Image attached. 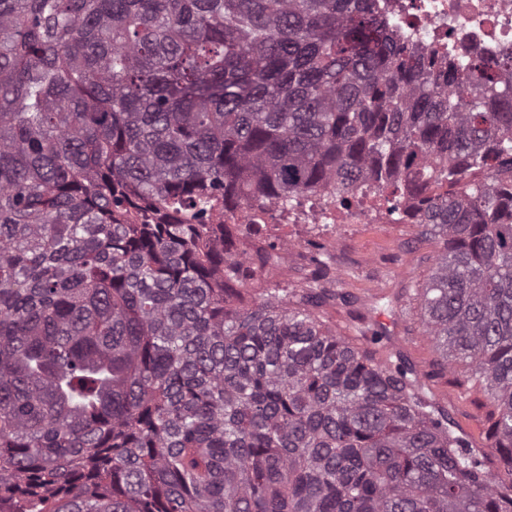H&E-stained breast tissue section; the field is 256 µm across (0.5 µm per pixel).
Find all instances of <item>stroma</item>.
<instances>
[{"label":"stroma","mask_w":512,"mask_h":512,"mask_svg":"<svg viewBox=\"0 0 512 512\" xmlns=\"http://www.w3.org/2000/svg\"><path fill=\"white\" fill-rule=\"evenodd\" d=\"M260 235L294 242L285 261L272 269L273 281L291 288L316 282L354 298V305L329 308L325 315L327 325L347 338H355V319L366 313L374 297H390L392 309L376 313V323L412 364L431 373L432 396L458 433L475 447H485L491 402L459 371L437 372L439 354L419 322L422 292L438 253L435 242L418 238L416 225L403 223L269 224ZM322 250L329 252L331 263L326 277L319 279L312 258Z\"/></svg>","instance_id":"stroma-1"}]
</instances>
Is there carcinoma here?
<instances>
[{
    "label": "carcinoma",
    "mask_w": 512,
    "mask_h": 512,
    "mask_svg": "<svg viewBox=\"0 0 512 512\" xmlns=\"http://www.w3.org/2000/svg\"><path fill=\"white\" fill-rule=\"evenodd\" d=\"M439 246L419 320L494 406L263 288L211 219L360 179ZM0 512H512V80L377 0H0ZM435 401L445 410L458 433L467 437L477 448H486V429L494 407L491 402L468 384L460 371L435 374L429 380Z\"/></svg>",
    "instance_id": "obj_1"
}]
</instances>
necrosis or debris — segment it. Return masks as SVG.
I'll return each mask as SVG.
<instances>
[{
	"label": "necrosis or debris",
	"instance_id": "4bbe7bcc",
	"mask_svg": "<svg viewBox=\"0 0 512 512\" xmlns=\"http://www.w3.org/2000/svg\"><path fill=\"white\" fill-rule=\"evenodd\" d=\"M416 50L438 62L495 60L512 52V0H379ZM390 206L368 185L353 196L309 200L291 224H374Z\"/></svg>",
	"mask_w": 512,
	"mask_h": 512
}]
</instances>
